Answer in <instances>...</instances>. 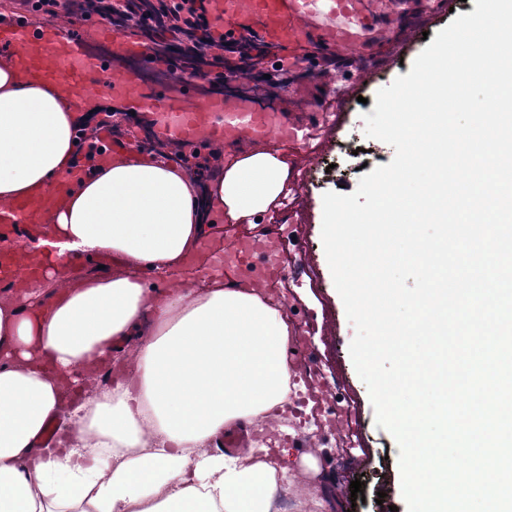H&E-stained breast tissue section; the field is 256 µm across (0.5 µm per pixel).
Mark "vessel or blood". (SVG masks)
Returning <instances> with one entry per match:
<instances>
[{
  "label": "vessel or blood",
  "instance_id": "obj_1",
  "mask_svg": "<svg viewBox=\"0 0 512 512\" xmlns=\"http://www.w3.org/2000/svg\"><path fill=\"white\" fill-rule=\"evenodd\" d=\"M373 0H208L210 13L218 21L213 35L232 39L240 31L259 29L268 43L292 48L313 42L327 49L354 48L372 53L383 30L381 12L372 10ZM90 18L76 21L67 36L54 29L33 24L30 15L0 20V52L11 51L18 65L33 79L45 83H64L74 99L87 92L88 73H96L99 85L113 98L124 102L126 111L148 113L155 138L177 140L184 146L203 148L214 142L235 145L241 135L257 142L270 137L298 141L300 126L282 112H273L253 100H229L223 107L196 108L192 84L178 90L158 87L140 96L131 89L130 79L115 76L108 59L85 61L78 48L87 31L97 29ZM112 47L123 55L138 57L144 64L164 68L168 62L156 58L135 35L116 32ZM42 200L20 201L0 209V236L26 245L33 228L43 222ZM225 259L237 272L265 280L272 273L267 248L250 239L236 241L224 249Z\"/></svg>",
  "mask_w": 512,
  "mask_h": 512
}]
</instances>
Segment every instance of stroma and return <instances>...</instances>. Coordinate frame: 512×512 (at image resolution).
<instances>
[{
	"label": "stroma",
	"instance_id": "1",
	"mask_svg": "<svg viewBox=\"0 0 512 512\" xmlns=\"http://www.w3.org/2000/svg\"><path fill=\"white\" fill-rule=\"evenodd\" d=\"M452 9L432 14L424 0H401L395 7L390 35L375 51L376 67L361 64L352 53H320L309 44L292 50L293 56H307L313 72L309 80L289 86L281 94V107L297 121L307 120L313 106L331 84L347 93L348 101L338 112L336 123L311 146H289L284 157L288 168L310 172L307 185L289 187L297 206V222L288 231L294 258V284L289 294L292 308L288 319L294 334H305V352L323 367L338 395L361 424L357 463L345 466L333 434H325L315 451L316 464L306 469L299 434L283 430L278 436L279 460L291 485L309 490L312 498L333 503L335 512H408L402 494L399 449L393 435L377 426L368 388L356 372L350 356L355 328L349 322L327 263L322 237V198L325 193L344 189L354 193L367 171L389 164L394 148L367 137L363 117L372 113L377 92L395 78L408 74L425 49L427 37L436 36L460 14L472 13L474 0H449ZM337 171H330V164ZM362 479V502L352 503L351 481Z\"/></svg>",
	"mask_w": 512,
	"mask_h": 512
}]
</instances>
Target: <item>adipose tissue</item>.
Masks as SVG:
<instances>
[{
  "instance_id": "ef3b65f1",
  "label": "adipose tissue",
  "mask_w": 512,
  "mask_h": 512,
  "mask_svg": "<svg viewBox=\"0 0 512 512\" xmlns=\"http://www.w3.org/2000/svg\"><path fill=\"white\" fill-rule=\"evenodd\" d=\"M111 104L0 55V206L50 197L43 244L18 251L0 297V512H273L287 486L265 437L288 412L293 332L263 286L225 288L200 244L272 205L283 162L263 145L228 161L218 143L205 186L171 152L122 151L75 176V132ZM242 421L259 438L226 456L217 444Z\"/></svg>"
}]
</instances>
